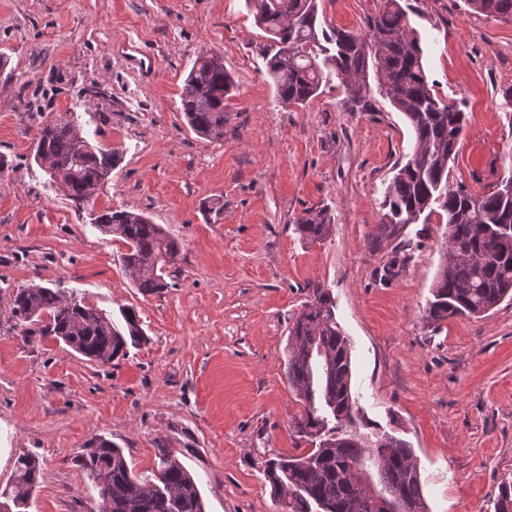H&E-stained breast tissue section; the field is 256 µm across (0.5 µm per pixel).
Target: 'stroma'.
<instances>
[{"instance_id":"1","label":"stroma","mask_w":512,"mask_h":512,"mask_svg":"<svg viewBox=\"0 0 512 512\" xmlns=\"http://www.w3.org/2000/svg\"><path fill=\"white\" fill-rule=\"evenodd\" d=\"M425 47L436 94L469 117L450 166L471 192L512 174V23L462 0H401ZM381 0H321L331 25L363 31ZM267 34L245 0H0V493L19 454L41 478L27 512H99L75 459L91 438L123 448L136 472L167 438L197 478L206 512H277L267 460L310 446L292 419L284 376L290 319L313 288L330 290L352 343V395L365 416L414 448L428 512H494L512 481V300L443 329L424 318L442 261L441 213L381 236L385 190L413 151L387 101L354 108L339 79L308 104L283 105L265 76ZM206 52L234 88L224 138H199L179 110ZM63 116L121 158L87 208L30 159L40 123ZM223 203L221 213L210 210ZM328 207V236L294 231ZM125 209L182 244L167 288L142 295L122 242L93 212ZM406 255L398 274L382 269ZM62 285L120 320L134 309L144 341L100 365L53 338H22L16 289Z\"/></svg>"}]
</instances>
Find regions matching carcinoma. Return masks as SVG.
<instances>
[{
	"instance_id": "1",
	"label": "carcinoma",
	"mask_w": 512,
	"mask_h": 512,
	"mask_svg": "<svg viewBox=\"0 0 512 512\" xmlns=\"http://www.w3.org/2000/svg\"><path fill=\"white\" fill-rule=\"evenodd\" d=\"M246 4L256 25L269 35L266 74L281 103L304 105L335 76L355 106L370 107L376 91L411 127L414 152L387 187L383 206L388 212L381 229L389 237L398 235L405 225L437 207L446 217L447 251L469 254L442 262L425 320L440 329L450 318L483 316L512 299V191L502 180L481 194L449 185L448 165L457 156L466 112L436 95L424 68L420 37L400 0H383L360 33L321 20L318 0ZM464 5L468 12L512 21V0H464ZM232 88L233 78L219 56L197 57L185 80L181 112L198 136L224 139V100ZM32 154L36 161L49 162L50 178L79 208L90 203L120 160L116 152L90 145L80 128L64 119L38 127ZM332 223L327 208L310 209L296 220L294 230L302 240L318 242ZM94 224L126 247L119 254L120 265L141 294L168 287L163 273L181 253L177 238L146 216L127 210H103ZM11 315L21 336H51L97 364L125 358L142 338L131 311H122L124 325L119 326L60 287L17 289ZM34 323L39 324L36 330L30 328ZM284 366L288 387L300 404L293 428L312 449L266 464L264 475L280 512H381L380 498L390 512H427L414 449L389 434L381 435L380 444L365 432L369 423L362 419L351 391V343L325 289H312L310 301L288 327ZM155 461L150 474H138L123 449L97 436L75 464L98 490L101 512H205L194 476L164 438L155 440ZM357 474L374 486L378 497L363 493L354 479ZM39 476L36 457L16 458V512L27 508ZM495 512H512L511 482L502 484Z\"/></svg>"
}]
</instances>
